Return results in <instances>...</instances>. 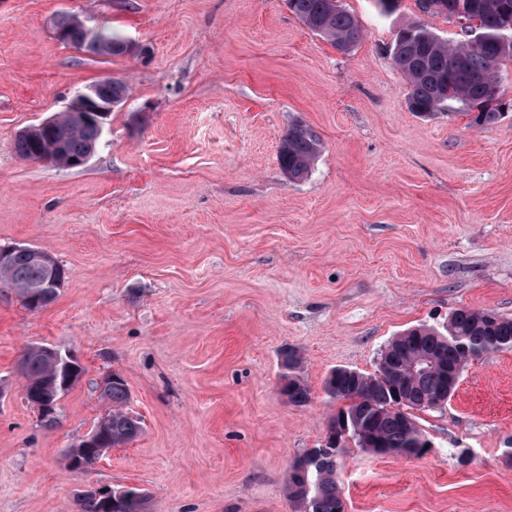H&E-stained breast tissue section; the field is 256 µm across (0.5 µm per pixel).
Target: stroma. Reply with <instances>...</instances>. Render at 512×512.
I'll list each match as a JSON object with an SVG mask.
<instances>
[{"mask_svg": "<svg viewBox=\"0 0 512 512\" xmlns=\"http://www.w3.org/2000/svg\"><path fill=\"white\" fill-rule=\"evenodd\" d=\"M341 5L362 30L347 51L286 0H0V243L65 270L40 311L0 284V512H78L83 488L125 486L143 512H298L288 468L338 408L331 370L374 371L393 336L460 307L512 317V61L496 123L460 106L423 118L396 34L416 20L456 41L462 20L418 0ZM66 13L146 51L78 52L54 33ZM109 76L130 96L85 166L16 154L18 131ZM296 123L322 143L301 180L278 162ZM41 344L84 369L51 426L19 368ZM289 346L302 407L278 391ZM112 370L143 431L70 470ZM415 417L422 456L348 444L345 512H512V351L469 361L447 404ZM301 366L302 357L297 349L289 347L288 360L283 354H280L281 372L288 373L287 382L280 389V394L288 404L299 407L307 405L312 396L311 388L301 374ZM288 369L291 372H288Z\"/></svg>", "mask_w": 512, "mask_h": 512, "instance_id": "obj_1", "label": "stroma"}]
</instances>
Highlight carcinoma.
Wrapping results in <instances>:
<instances>
[{
	"label": "carcinoma",
	"mask_w": 512,
	"mask_h": 512,
	"mask_svg": "<svg viewBox=\"0 0 512 512\" xmlns=\"http://www.w3.org/2000/svg\"><path fill=\"white\" fill-rule=\"evenodd\" d=\"M288 7L309 30L330 40L338 49L349 50L361 37L355 17L344 11L340 0H287ZM437 13H446L467 21L476 30V42L462 39L449 42L421 24L400 29L395 38L393 57L409 79L407 97L410 111L427 116L451 111L459 104L475 108L472 123H495L500 112L492 107L499 99L501 77L498 65L512 59V0H436ZM64 32L61 42L80 48L84 30L74 15H64L56 23ZM98 102L121 104L128 86L118 79L103 78L94 83ZM100 139L99 129L90 124L74 128L67 113L57 115L55 126L39 129L34 135L15 137V151L24 160L40 161L49 143L61 144L58 166H72ZM320 139L308 127L293 125L282 139L278 159L288 177L307 176L320 153ZM65 279L61 267L51 268L32 261L25 251L13 255L11 264L0 269V282L22 297L24 306L36 311L33 289L51 277ZM487 310L456 308L448 319L437 325H419L395 336L386 346L387 359L372 373L338 368L327 375L323 390L343 406L329 420L325 446L328 451L314 457H298L288 471V497L300 512H340L341 491L336 483V467L347 442L373 454L395 453L405 458L419 457L427 440L413 417L392 410L403 390L417 399V409L437 408V399L455 390L465 364L495 351H512V318L494 314L487 321ZM434 360L428 368L403 384L397 374L418 360ZM302 357L288 349L287 382L280 394L288 404L304 406L312 391L301 374ZM24 392L29 393L54 374V367L39 351L25 353L22 360ZM130 398L126 380L112 381L107 400L110 410L108 445L128 443L142 430L141 421L126 412ZM79 512H141L143 496L126 495L105 508L101 497L84 493L78 499Z\"/></svg>",
	"instance_id": "carcinoma-1"
}]
</instances>
